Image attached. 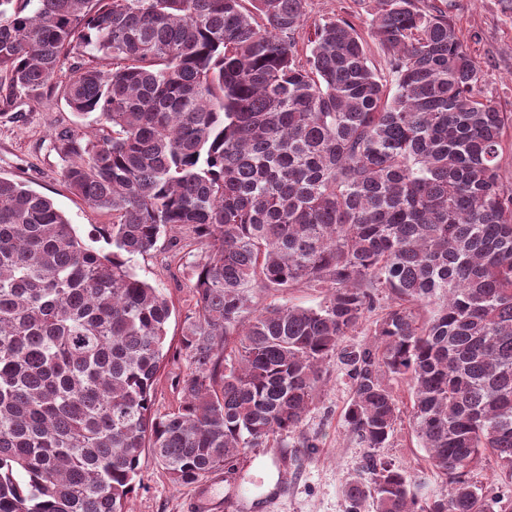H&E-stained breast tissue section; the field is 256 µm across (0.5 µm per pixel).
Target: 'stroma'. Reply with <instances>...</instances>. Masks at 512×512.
Returning <instances> with one entry per match:
<instances>
[{"label": "stroma", "instance_id": "stroma-1", "mask_svg": "<svg viewBox=\"0 0 512 512\" xmlns=\"http://www.w3.org/2000/svg\"><path fill=\"white\" fill-rule=\"evenodd\" d=\"M421 2L448 12L482 69L483 96L512 113V11L502 0ZM372 7L371 0H309L308 13L313 19L336 14L354 21L368 40L371 67L385 77L386 57L366 24ZM64 128L87 133L91 122L78 119L57 95L9 99L0 91V176L24 181L51 198L84 241L110 252V245L95 239L94 233L111 223V213L89 207L62 180L63 162L53 148V137ZM203 258L191 230L184 227L163 234L154 250L132 262L137 276L160 288L174 305L167 328L171 346L179 345L184 322L195 310L190 284L192 271ZM325 381L323 395L303 424L315 447L257 448L238 461L235 473L223 474L221 482L208 477L197 486H174L164 470L147 464L132 498L133 512H195L201 489L207 490L211 503L243 490L252 502L250 512H346L341 484L361 467L366 451L342 423L350 399L344 373L330 367ZM383 454L414 477L425 478L424 495L446 490L444 477L429 472L426 453L409 425L397 429Z\"/></svg>", "mask_w": 512, "mask_h": 512}]
</instances>
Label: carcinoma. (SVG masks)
Masks as SVG:
<instances>
[{"mask_svg":"<svg viewBox=\"0 0 512 512\" xmlns=\"http://www.w3.org/2000/svg\"><path fill=\"white\" fill-rule=\"evenodd\" d=\"M307 15L308 0H0L8 95L59 92L94 116L54 147L67 188L112 213L104 254L0 177V512H131L147 448L176 486L286 448L333 361L368 449L347 512L500 504L468 474L487 453L512 471V114L481 97L441 9L376 0L390 82L352 21L308 31ZM176 227L205 256L179 404L160 413L174 305L130 262ZM300 285L322 301L255 302ZM375 311L373 340L350 343ZM392 379L440 496L379 454L402 423Z\"/></svg>","mask_w":512,"mask_h":512,"instance_id":"carcinoma-1","label":"carcinoma"}]
</instances>
